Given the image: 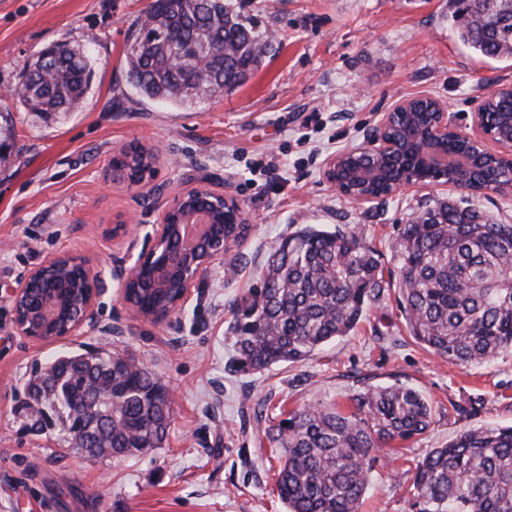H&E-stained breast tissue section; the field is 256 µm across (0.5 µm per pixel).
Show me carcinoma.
<instances>
[{
    "label": "carcinoma",
    "mask_w": 512,
    "mask_h": 512,
    "mask_svg": "<svg viewBox=\"0 0 512 512\" xmlns=\"http://www.w3.org/2000/svg\"><path fill=\"white\" fill-rule=\"evenodd\" d=\"M459 39L478 54L512 61V6L455 0ZM268 37L231 0H153L129 32L126 78L149 101L184 106L232 91L263 61ZM197 59L209 60L206 71ZM86 50L57 44L29 66L12 99L44 118L79 110L93 79ZM133 183L152 176L139 145L112 158ZM398 259L399 304L414 341L449 363L481 365L512 351V224L439 202L421 223L404 225ZM378 252L354 230L304 227L283 238L261 285L235 307L238 365L261 371L303 361L350 333L384 290ZM142 270L131 298L150 307L171 296ZM29 430L55 422L81 435L88 457H126L162 447L171 425L165 385L131 357L102 350L62 355L27 382ZM351 409L307 405L266 430L282 449L276 484L287 512H358L377 452L429 429L433 407L404 385L368 389ZM413 512H512V426L467 428L416 466Z\"/></svg>",
    "instance_id": "carcinoma-1"
}]
</instances>
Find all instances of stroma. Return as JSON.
I'll return each mask as SVG.
<instances>
[{"label": "stroma", "mask_w": 512, "mask_h": 512, "mask_svg": "<svg viewBox=\"0 0 512 512\" xmlns=\"http://www.w3.org/2000/svg\"><path fill=\"white\" fill-rule=\"evenodd\" d=\"M150 3L0 0V90L59 43L89 51L94 69L84 107L54 120L0 100V129L13 133L0 159V512H285L275 487L281 451L268 426L302 406H345L393 384L426 396L433 423L384 449L360 512H412L407 490L431 449L467 426L512 425V353L476 367L428 353L390 287L352 332L307 359L242 372L233 305L259 286L281 239L309 225L358 231L393 277L401 228L437 202L512 224V196L493 191L431 185L356 206L323 176L328 157L366 145L381 113L406 96L443 99L458 131L471 134L473 102L492 84L512 85V62L480 57L458 39L452 0H234L272 52L234 91L177 107L139 99L126 82L129 28ZM133 143L160 150L140 184L112 169ZM189 188L230 192L249 230L158 324L132 313L114 273L134 263L163 208ZM120 222L125 230L113 235ZM64 253L103 272L98 326L61 342L18 336L11 289ZM108 325L117 333L105 335ZM92 348L133 356L172 394L162 447L91 459L68 446L62 425L27 431L20 403L32 367ZM474 400L476 414L460 416Z\"/></svg>", "instance_id": "1"}]
</instances>
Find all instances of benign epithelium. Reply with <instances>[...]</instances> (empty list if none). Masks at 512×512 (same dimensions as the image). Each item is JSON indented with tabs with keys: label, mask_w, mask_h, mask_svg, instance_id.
Masks as SVG:
<instances>
[{
	"label": "benign epithelium",
	"mask_w": 512,
	"mask_h": 512,
	"mask_svg": "<svg viewBox=\"0 0 512 512\" xmlns=\"http://www.w3.org/2000/svg\"><path fill=\"white\" fill-rule=\"evenodd\" d=\"M512 86H498L482 98L472 112L470 148L448 152V105L432 95L397 100L373 128L365 147L342 150L325 163L324 177L343 197L356 205L371 203L410 186L445 185L468 189L452 172L466 170L471 182L489 179L487 158L512 163V139L491 135L488 104ZM234 224L247 219L237 199L226 192L187 189L176 195L155 225L151 246L122 273L123 286L138 280L147 265H154V284L160 286L172 271H179L181 285L169 303L136 315L161 323L174 315L188 298L189 288L221 257L238 245L241 237L224 234L225 214ZM78 266L74 279L69 269ZM106 291L101 271L88 260L62 254L33 268L12 289L13 319L18 335L34 341L63 340L81 327L98 322L97 303Z\"/></svg>",
	"instance_id": "1"
}]
</instances>
